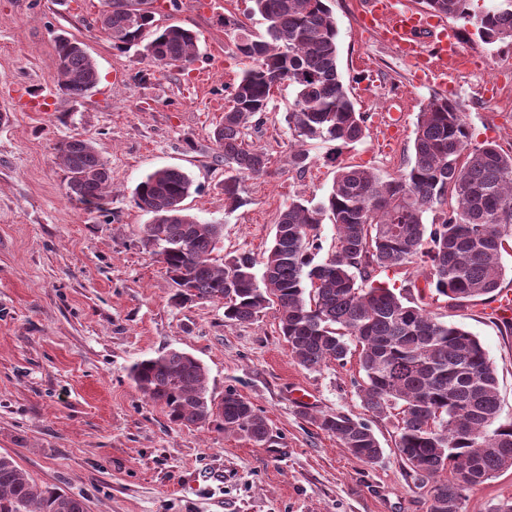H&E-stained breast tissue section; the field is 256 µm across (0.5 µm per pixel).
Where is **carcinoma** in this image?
<instances>
[{
    "label": "carcinoma",
    "instance_id": "1",
    "mask_svg": "<svg viewBox=\"0 0 512 512\" xmlns=\"http://www.w3.org/2000/svg\"><path fill=\"white\" fill-rule=\"evenodd\" d=\"M155 0H104L101 29L120 48L147 40L144 58L158 72L196 60L195 34L176 23L160 25ZM267 22V37L242 32L238 52L251 60L230 92L213 137L215 162L224 165V199L236 208L244 176L268 172L269 158L246 142V130L269 109L273 89L296 91L286 121L298 148L288 166L303 173L311 140L358 143L365 117L347 94L338 69V30L327 0H252ZM427 8L474 26L489 43L512 42V0L483 11L471 0H421ZM60 89L81 97L99 74L82 44L56 40ZM459 104L428 100L418 113L413 156L390 178L362 165L336 170L325 200L304 198L280 211L271 245L258 260L250 252L218 255L220 225L205 224L183 205L192 181L160 168L135 188L136 207L152 216L143 245L152 249L175 285L173 300L224 304V319L250 323L277 307L278 326L297 363L316 369L361 347L364 406L374 414L401 410L395 448L419 479L431 482L429 512H461L474 487L512 469V420L501 422L496 371L470 331L440 321L414 299L409 280L396 290L373 281L378 268L426 265L425 287L452 306L490 299L501 288L505 244L512 240V152L493 141L471 145ZM67 172V195L99 208L108 197L106 163L95 145L69 138L56 148ZM433 213L431 224L424 222ZM335 228V245L319 256L318 229ZM261 272H256V267ZM130 376L176 426L213 424L262 446L267 419L234 389L208 395L206 368L175 348L135 362ZM356 459L374 464L383 452L371 427L342 414L312 415ZM0 512H86L85 503L38 484L8 455L0 456Z\"/></svg>",
    "mask_w": 512,
    "mask_h": 512
}]
</instances>
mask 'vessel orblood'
Listing matches in <instances>:
<instances>
[{
  "mask_svg": "<svg viewBox=\"0 0 512 512\" xmlns=\"http://www.w3.org/2000/svg\"><path fill=\"white\" fill-rule=\"evenodd\" d=\"M362 20L412 63L417 79L447 85V64L459 56L460 38L445 18L428 10L393 9L392 0H367Z\"/></svg>",
  "mask_w": 512,
  "mask_h": 512,
  "instance_id": "1",
  "label": "vessel or blood"
}]
</instances>
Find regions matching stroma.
Segmentation results:
<instances>
[{"label":"stroma","instance_id":"1","mask_svg":"<svg viewBox=\"0 0 512 512\" xmlns=\"http://www.w3.org/2000/svg\"><path fill=\"white\" fill-rule=\"evenodd\" d=\"M203 12L195 0H160L161 23L197 37L187 69L150 72L139 48L114 47L96 22L100 0H0V455L13 457L37 483L83 498L88 512H428L429 485L408 473L395 450L399 417L368 412L357 390L358 355L308 370L279 332L275 308L253 322L230 324L224 306L176 304L163 265L141 241L150 217L135 207L137 184L175 167L193 180L184 206L222 227L223 254L262 255L279 212L298 198L322 199L336 163L395 174L412 151L417 115L436 94L381 36L361 27L364 0H329L338 29L339 67L367 117L359 143L314 141L304 173L287 165L285 116L295 99L275 88L264 122L249 141L270 157L268 174L240 181L241 204L224 200V168L215 165L213 131L249 62L236 44L232 17L265 31L252 0H222ZM468 70H449V96L473 143L512 150V107L480 93L488 71L512 70V44L486 42L459 27ZM81 42L99 83L80 98L58 87L55 39ZM49 99L43 112H18L20 90ZM399 118L389 149L378 143V116ZM91 140L107 163L113 192L103 210L66 195L56 145ZM336 163H328L327 155ZM491 303L430 312L464 327L486 349L498 378L501 417L512 419V332ZM177 348L207 369L209 393L236 389L266 417L270 439L257 446L215 427L169 423L130 378L139 359ZM342 414L367 422L383 455L368 465L341 449L302 415ZM512 498V470L470 491L464 512H492Z\"/></svg>","mask_w":512,"mask_h":512}]
</instances>
